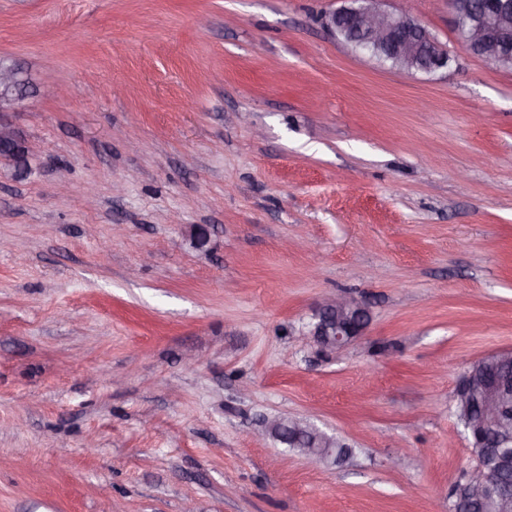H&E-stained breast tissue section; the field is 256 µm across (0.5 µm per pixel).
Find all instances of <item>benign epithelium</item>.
I'll list each match as a JSON object with an SVG mask.
<instances>
[{
  "label": "benign epithelium",
  "mask_w": 512,
  "mask_h": 512,
  "mask_svg": "<svg viewBox=\"0 0 512 512\" xmlns=\"http://www.w3.org/2000/svg\"><path fill=\"white\" fill-rule=\"evenodd\" d=\"M342 5L323 16L331 34L356 50L382 56L408 73L432 74L448 67V50L417 20L382 7L384 0H341ZM459 40L472 53L492 63L512 59V0H484L476 10L464 9L449 0ZM28 87L21 68L0 64V112L12 111ZM0 146L8 149V160L20 169L27 166L32 146L19 138L11 125L0 122ZM315 342L325 349L339 350L364 336L371 322L366 303L352 297L325 300L317 312ZM489 371L478 381L466 371L456 385L453 401L471 403L478 411L467 427L468 441H476L486 452L496 448L495 436L512 428V351L487 355ZM257 436L271 438L297 448L308 464L324 465L333 449L346 444L301 418L274 416L264 420ZM505 470H478L465 495L455 507L483 506L501 483Z\"/></svg>",
  "instance_id": "1"
}]
</instances>
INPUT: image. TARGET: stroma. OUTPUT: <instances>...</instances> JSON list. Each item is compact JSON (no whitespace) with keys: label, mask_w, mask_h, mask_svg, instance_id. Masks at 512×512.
I'll return each instance as SVG.
<instances>
[{"label":"stroma","mask_w":512,"mask_h":512,"mask_svg":"<svg viewBox=\"0 0 512 512\" xmlns=\"http://www.w3.org/2000/svg\"><path fill=\"white\" fill-rule=\"evenodd\" d=\"M334 0H0V512H450L452 396L512 349V70L334 38ZM94 188L96 203L84 194ZM209 229L198 244V227ZM365 300L323 351L321 302ZM351 447L311 468L254 433ZM4 61V60H3ZM2 61V62H3ZM0 63V112H11L28 87V80L15 64ZM0 143L2 148L9 151L8 160L15 167L25 169L33 149L25 140L19 138L18 133L10 124L0 122ZM316 317L313 337L325 349L339 350L356 341L365 335L371 322L367 304L346 296L326 299ZM257 436L272 438L287 447L297 448L311 466L324 465L336 448V466L350 455L348 445L336 436L331 437L301 418L274 416L264 420Z\"/></svg>","instance_id":"obj_1"}]
</instances>
